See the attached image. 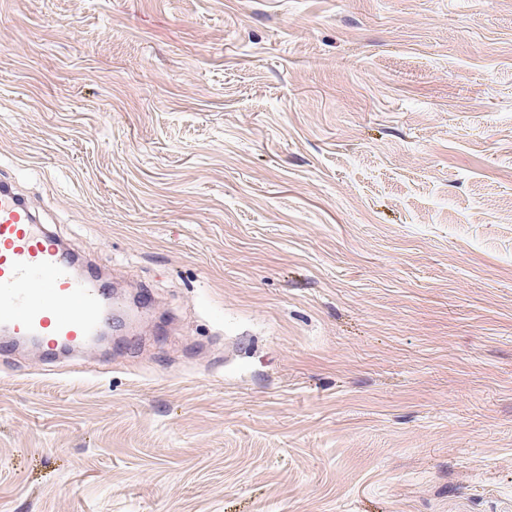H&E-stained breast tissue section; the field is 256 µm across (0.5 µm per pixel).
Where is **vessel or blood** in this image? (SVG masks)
<instances>
[{
    "label": "vessel or blood",
    "instance_id": "b4317fda",
    "mask_svg": "<svg viewBox=\"0 0 512 512\" xmlns=\"http://www.w3.org/2000/svg\"><path fill=\"white\" fill-rule=\"evenodd\" d=\"M76 273L70 249L41 224L14 180L0 178V328L37 339L50 356L77 352L117 309L93 261Z\"/></svg>",
    "mask_w": 512,
    "mask_h": 512
}]
</instances>
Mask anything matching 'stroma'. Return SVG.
I'll return each instance as SVG.
<instances>
[{"label": "stroma", "instance_id": "1", "mask_svg": "<svg viewBox=\"0 0 512 512\" xmlns=\"http://www.w3.org/2000/svg\"><path fill=\"white\" fill-rule=\"evenodd\" d=\"M3 172L152 307L0 512H512V0H0Z\"/></svg>", "mask_w": 512, "mask_h": 512}]
</instances>
